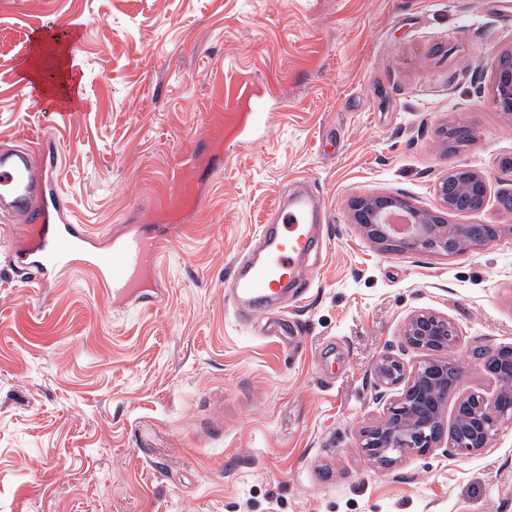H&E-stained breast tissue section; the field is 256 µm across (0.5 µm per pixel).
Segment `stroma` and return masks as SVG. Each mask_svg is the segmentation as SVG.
Segmentation results:
<instances>
[{
	"label": "stroma",
	"instance_id": "1",
	"mask_svg": "<svg viewBox=\"0 0 512 512\" xmlns=\"http://www.w3.org/2000/svg\"><path fill=\"white\" fill-rule=\"evenodd\" d=\"M78 34L79 95L58 105L21 72L33 38ZM512 0H0V141L60 145L59 187L99 237L180 225L160 306L114 309L79 268L40 288L0 239V512H512V426L492 446L378 468L360 434L393 397L373 366L423 357L402 336L454 322L462 393L492 396L475 352L512 348V118L492 102ZM273 108L245 142L240 93ZM473 140L448 153L442 131ZM488 177L452 224L500 237L457 258L381 251L349 222L357 196L422 209L449 169ZM307 179L323 197L316 276L274 339L239 323L224 279Z\"/></svg>",
	"mask_w": 512,
	"mask_h": 512
}]
</instances>
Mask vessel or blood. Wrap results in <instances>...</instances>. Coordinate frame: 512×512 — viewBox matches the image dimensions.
I'll return each mask as SVG.
<instances>
[{
  "instance_id": "b4317fda",
  "label": "vessel or blood",
  "mask_w": 512,
  "mask_h": 512,
  "mask_svg": "<svg viewBox=\"0 0 512 512\" xmlns=\"http://www.w3.org/2000/svg\"><path fill=\"white\" fill-rule=\"evenodd\" d=\"M59 162L54 141L33 147L0 145V205L37 229L33 246L12 253L13 265L37 274L44 286L80 267L113 307L159 305L162 284L154 276L162 235L130 227L113 235L106 248L93 247L86 225L71 217L54 178ZM325 222L323 200L306 190L289 196L278 223L262 226L260 253L246 252L225 291L227 303L241 320L265 311L290 284L306 280L304 258L323 241Z\"/></svg>"
}]
</instances>
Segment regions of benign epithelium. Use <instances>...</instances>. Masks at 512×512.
I'll return each mask as SVG.
<instances>
[{
	"instance_id": "obj_1",
	"label": "benign epithelium",
	"mask_w": 512,
	"mask_h": 512,
	"mask_svg": "<svg viewBox=\"0 0 512 512\" xmlns=\"http://www.w3.org/2000/svg\"><path fill=\"white\" fill-rule=\"evenodd\" d=\"M492 102L499 111L512 115V49L505 51L494 68ZM467 177L448 189L442 178L436 185L439 208L419 209L408 199L391 194L357 197L349 203L350 223L384 250H427L448 258L462 256L498 238L486 232V224H450L447 215L464 205L476 211L488 196V179L480 170L466 168ZM401 212L409 217L405 230L384 222V217ZM454 323L432 311L414 313L406 322L403 336L412 348L426 354L408 369L397 358L384 355L374 365L380 385L398 387L384 418L361 432V448L373 449L370 459L389 468L409 454H425L443 448L476 452L491 446L500 428L512 425V356L503 349L477 353L480 367L491 374L498 389L491 399L460 393L464 378L458 369L448 372L452 346L448 328ZM453 419H447L448 403Z\"/></svg>"
}]
</instances>
